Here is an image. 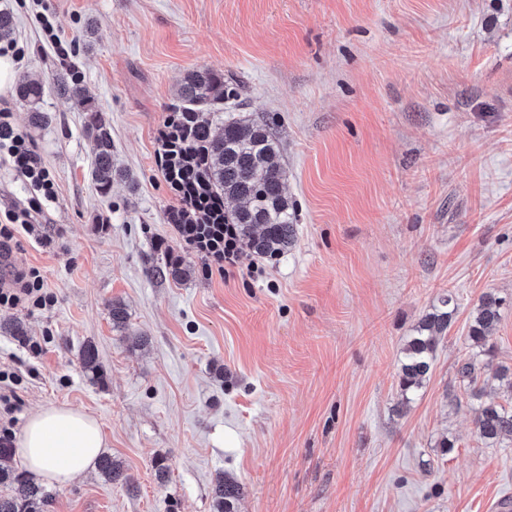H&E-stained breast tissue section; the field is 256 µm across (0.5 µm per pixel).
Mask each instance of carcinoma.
Returning a JSON list of instances; mask_svg holds the SVG:
<instances>
[{
  "label": "carcinoma",
  "instance_id": "1",
  "mask_svg": "<svg viewBox=\"0 0 512 512\" xmlns=\"http://www.w3.org/2000/svg\"><path fill=\"white\" fill-rule=\"evenodd\" d=\"M56 88L83 112L85 133L93 143L92 180L100 192L107 193L114 180L128 178L112 166L111 126L76 78L61 75ZM17 93L31 105L33 123L49 122L47 113L38 107L44 95L42 84L22 80ZM224 97L223 73L193 70L184 76L168 106L172 116L163 142V175L177 192L178 203L168 210L166 219L170 224H236L242 243L250 251L277 257L294 245L297 224L294 203L286 194L287 172L279 162L280 143L267 124L246 117L224 123L223 132L215 133V124L223 116ZM226 199L234 203L230 210L224 209ZM165 269L174 279L191 273L180 256L170 258ZM503 304V298L487 292L471 316V351L457 373L476 400L483 394L477 387L479 372L492 363L494 346L488 334L500 321ZM456 311L457 303L449 292L406 341L399 367L400 406L410 403L423 387L437 345L450 329ZM81 361L86 371H100L94 345L84 346ZM475 426L479 438L492 448L512 441V405L480 404ZM9 455V449L0 447V485L11 489V493L0 495V512H52V493L34 477L4 464ZM98 472L134 492V482L122 461L103 454ZM242 493L241 484L217 477L212 489L217 512H233L234 502Z\"/></svg>",
  "mask_w": 512,
  "mask_h": 512
}]
</instances>
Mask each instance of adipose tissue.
<instances>
[{"label": "adipose tissue", "mask_w": 512, "mask_h": 512, "mask_svg": "<svg viewBox=\"0 0 512 512\" xmlns=\"http://www.w3.org/2000/svg\"><path fill=\"white\" fill-rule=\"evenodd\" d=\"M104 445L93 417L67 406H49L30 415L17 453L29 472L64 487L94 469Z\"/></svg>", "instance_id": "obj_1"}]
</instances>
